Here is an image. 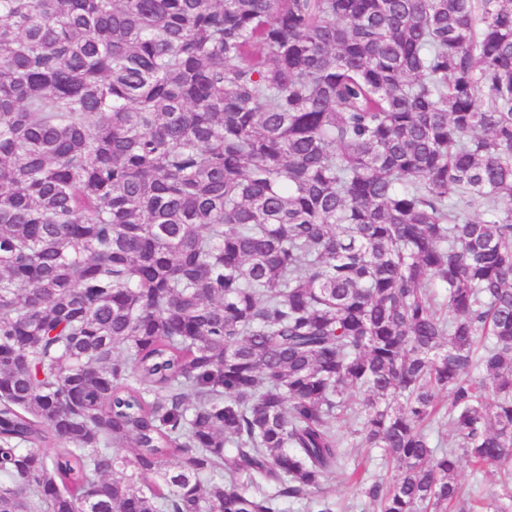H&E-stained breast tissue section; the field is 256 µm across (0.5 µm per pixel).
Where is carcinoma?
I'll return each instance as SVG.
<instances>
[{"label": "carcinoma", "instance_id": "carcinoma-1", "mask_svg": "<svg viewBox=\"0 0 512 512\" xmlns=\"http://www.w3.org/2000/svg\"><path fill=\"white\" fill-rule=\"evenodd\" d=\"M340 420L512 468V0H0V512H335Z\"/></svg>", "mask_w": 512, "mask_h": 512}]
</instances>
